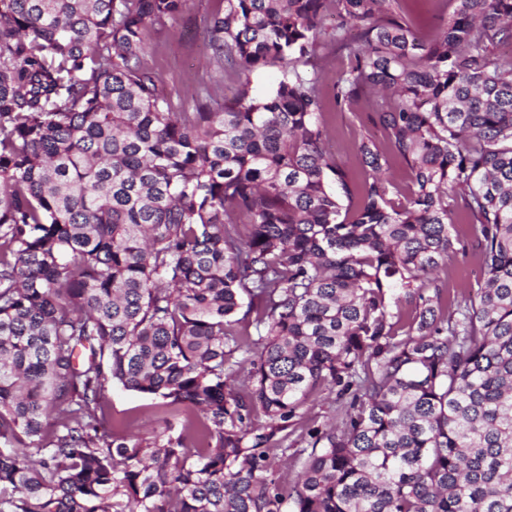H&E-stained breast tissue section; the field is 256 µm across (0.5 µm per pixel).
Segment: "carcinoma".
Here are the masks:
<instances>
[{
	"mask_svg": "<svg viewBox=\"0 0 512 512\" xmlns=\"http://www.w3.org/2000/svg\"><path fill=\"white\" fill-rule=\"evenodd\" d=\"M185 2L0 0V512H512V0L428 41L399 0H224L218 69L282 78L180 111L143 55ZM329 99L381 134L358 183ZM114 386L173 420L105 434ZM480 275V261L474 251L452 255L447 267L438 274V284L448 289V305L460 298L464 288L476 287ZM336 391L324 390L310 397L303 412V423L320 425L325 423H339L343 413L340 403L335 402Z\"/></svg>",
	"mask_w": 512,
	"mask_h": 512,
	"instance_id": "carcinoma-1",
	"label": "carcinoma"
}]
</instances>
